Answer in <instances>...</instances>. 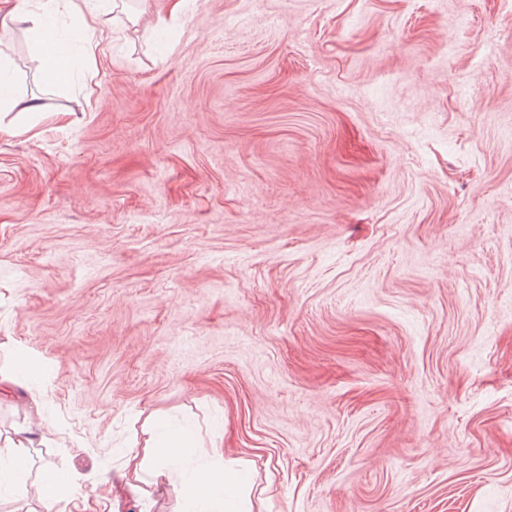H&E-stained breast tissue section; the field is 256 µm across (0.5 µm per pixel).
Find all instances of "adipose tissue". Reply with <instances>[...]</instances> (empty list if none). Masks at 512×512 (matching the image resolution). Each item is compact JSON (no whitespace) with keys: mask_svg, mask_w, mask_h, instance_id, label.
Returning <instances> with one entry per match:
<instances>
[{"mask_svg":"<svg viewBox=\"0 0 512 512\" xmlns=\"http://www.w3.org/2000/svg\"><path fill=\"white\" fill-rule=\"evenodd\" d=\"M68 5L83 18L79 37L87 52H94V30L104 18L115 14L118 0H0V19L29 22L37 38L43 78L61 85L71 79V61L67 46H56L52 19L60 5ZM188 490V507L206 505L211 512H253L263 493L252 479L247 462L230 459L223 468L183 476Z\"/></svg>","mask_w":512,"mask_h":512,"instance_id":"1","label":"adipose tissue"}]
</instances>
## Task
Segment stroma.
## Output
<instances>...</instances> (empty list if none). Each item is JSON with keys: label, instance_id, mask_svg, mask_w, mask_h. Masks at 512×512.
Instances as JSON below:
<instances>
[{"label": "stroma", "instance_id": "35a3bbf8", "mask_svg": "<svg viewBox=\"0 0 512 512\" xmlns=\"http://www.w3.org/2000/svg\"><path fill=\"white\" fill-rule=\"evenodd\" d=\"M0 112L7 512H181L235 457L261 512H512V0H155ZM42 398L41 411L31 408ZM202 445L125 484L151 425ZM219 454H212V447ZM26 448V444L19 440L10 446H6L5 450H0V460L5 458L9 471L15 476L24 474L28 469L29 458ZM72 484L70 474L50 469L42 486V501L47 511L53 509L58 502L59 488L63 485Z\"/></svg>", "mask_w": 512, "mask_h": 512}]
</instances>
